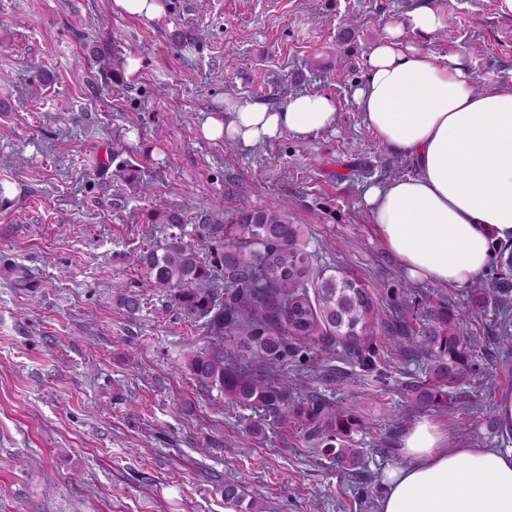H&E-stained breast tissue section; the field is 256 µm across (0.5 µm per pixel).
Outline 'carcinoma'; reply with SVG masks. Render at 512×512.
I'll list each match as a JSON object with an SVG mask.
<instances>
[{"mask_svg": "<svg viewBox=\"0 0 512 512\" xmlns=\"http://www.w3.org/2000/svg\"><path fill=\"white\" fill-rule=\"evenodd\" d=\"M199 230L214 244L210 261L201 259L182 235L172 233L139 254L136 263L149 286L171 296L185 316L205 320L214 340L221 342L226 334L240 337L242 351L260 366L288 358L298 341L328 348L339 340L351 357L372 365L379 334L372 329L377 314L370 294L346 276L312 278L303 231L286 211L243 209L224 225L201 224ZM495 315L497 339L512 350L506 312ZM475 344L446 321L417 339L398 342L404 353H422L432 361L431 381L415 388V402L428 405L443 383L465 378ZM184 367L199 386L219 387L229 403L261 409L281 425L291 421L337 447L336 457L343 464H358L359 452L342 440L351 425L348 415L314 399H295L283 376L250 374L226 364L219 345L188 355Z\"/></svg>", "mask_w": 512, "mask_h": 512, "instance_id": "cac0c4a2", "label": "carcinoma"}]
</instances>
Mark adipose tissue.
<instances>
[{"instance_id": "adipose-tissue-1", "label": "adipose tissue", "mask_w": 512, "mask_h": 512, "mask_svg": "<svg viewBox=\"0 0 512 512\" xmlns=\"http://www.w3.org/2000/svg\"><path fill=\"white\" fill-rule=\"evenodd\" d=\"M400 26L368 55L352 100L415 175L370 186L364 195L389 250L417 279L458 287L487 272L494 249L512 243V81L476 89L457 59L438 64L402 46ZM207 119V138L249 149L289 133L331 128L330 97L300 94L282 107L230 103ZM404 465L384 474L381 512H512V449L449 448L434 422L403 439Z\"/></svg>"}]
</instances>
